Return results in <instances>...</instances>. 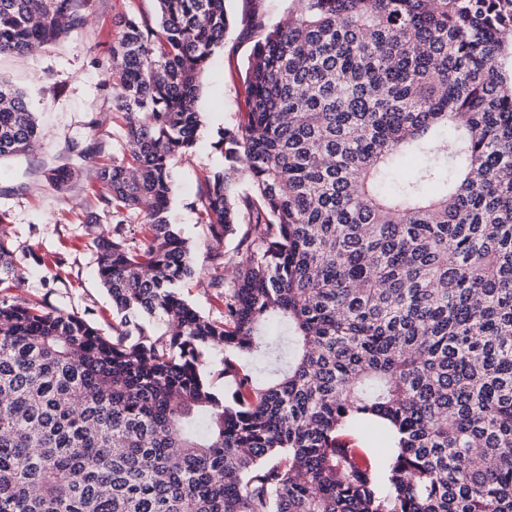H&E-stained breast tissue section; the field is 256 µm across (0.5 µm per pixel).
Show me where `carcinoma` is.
Instances as JSON below:
<instances>
[{
    "label": "carcinoma",
    "instance_id": "carcinoma-1",
    "mask_svg": "<svg viewBox=\"0 0 512 512\" xmlns=\"http://www.w3.org/2000/svg\"><path fill=\"white\" fill-rule=\"evenodd\" d=\"M89 2L0 0V54L62 42ZM298 2L249 16L244 107L199 190L214 316L180 291L199 271L168 210L224 0L121 17L126 150L74 142L45 170L104 189L112 232L85 231L112 334L0 297V512H512V0ZM37 137L0 79V158ZM6 281L24 270L0 224ZM365 420L384 463L350 446Z\"/></svg>",
    "mask_w": 512,
    "mask_h": 512
}]
</instances>
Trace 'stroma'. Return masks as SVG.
<instances>
[{
  "label": "stroma",
  "instance_id": "1",
  "mask_svg": "<svg viewBox=\"0 0 512 512\" xmlns=\"http://www.w3.org/2000/svg\"><path fill=\"white\" fill-rule=\"evenodd\" d=\"M263 9L268 24L286 22L297 0H225L232 26L223 49L218 50L202 77L197 102L204 123L196 151L175 160L171 223L184 237H198L194 206L204 169L224 163L213 143L218 129L235 120L243 95L253 39L244 36L245 14ZM153 0H92L85 27L64 42L25 56H0V79L26 94L28 108L42 130L39 147L30 154L0 160V220L9 226L17 255L25 267V281L15 291L0 285V297L14 293L34 298L59 310L85 314L104 332L112 330V300L95 274V256L85 232L86 218L94 212L96 187L92 178L56 190L41 164L69 161L72 142L96 139L105 157L122 152L120 121L112 111L106 82L111 48L118 40L121 16L153 12ZM41 265H33V256ZM194 263L199 270L187 282L185 298L203 313H216L218 304L208 286L210 263L198 245Z\"/></svg>",
  "mask_w": 512,
  "mask_h": 512
}]
</instances>
